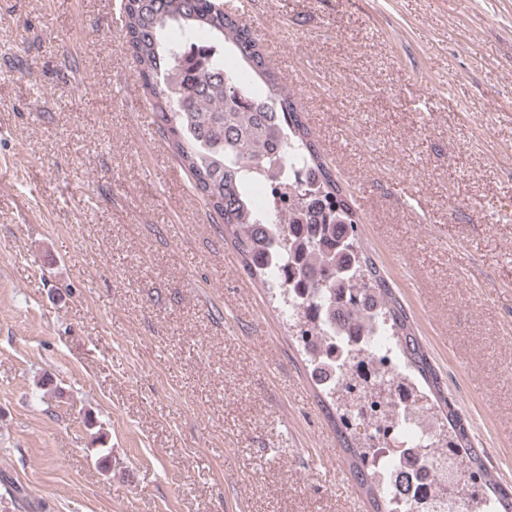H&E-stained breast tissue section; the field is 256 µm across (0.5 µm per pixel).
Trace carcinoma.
I'll return each mask as SVG.
<instances>
[{"mask_svg": "<svg viewBox=\"0 0 512 512\" xmlns=\"http://www.w3.org/2000/svg\"><path fill=\"white\" fill-rule=\"evenodd\" d=\"M124 30L159 131L224 223L245 272L275 291L286 312L292 307L286 293L299 298L297 317L313 325L319 343L311 376L329 403L336 405V380L349 359L364 353L361 337L379 325L402 365L433 397L446 428L443 447L484 477L494 512H512L501 506L512 500V488L491 475L486 449L472 443L469 421L448 398L411 315L360 246V216L321 154L296 93L267 66L251 29L218 0H124ZM174 31L202 33L205 40L185 51L171 38ZM226 48L238 69L224 68ZM294 164L309 177L289 183L285 210L259 216L256 180L269 168L279 174ZM340 442L372 512H407L368 464V448L343 432Z\"/></svg>", "mask_w": 512, "mask_h": 512, "instance_id": "carcinoma-1", "label": "carcinoma"}]
</instances>
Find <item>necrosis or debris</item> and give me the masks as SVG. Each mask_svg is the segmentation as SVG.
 I'll return each mask as SVG.
<instances>
[{
	"label": "necrosis or debris",
	"instance_id": "4bbe7bcc",
	"mask_svg": "<svg viewBox=\"0 0 512 512\" xmlns=\"http://www.w3.org/2000/svg\"><path fill=\"white\" fill-rule=\"evenodd\" d=\"M364 345L370 376L363 379L351 373L340 379L341 406L348 419L364 427L373 462L381 468L384 481L393 479V458L386 455V448L395 443L411 451L406 469L412 510L433 512L434 505L443 500L442 489L456 488L459 470L431 455L430 445L440 440V429L426 407L419 405L418 395L412 394L386 337L371 334Z\"/></svg>",
	"mask_w": 512,
	"mask_h": 512
}]
</instances>
